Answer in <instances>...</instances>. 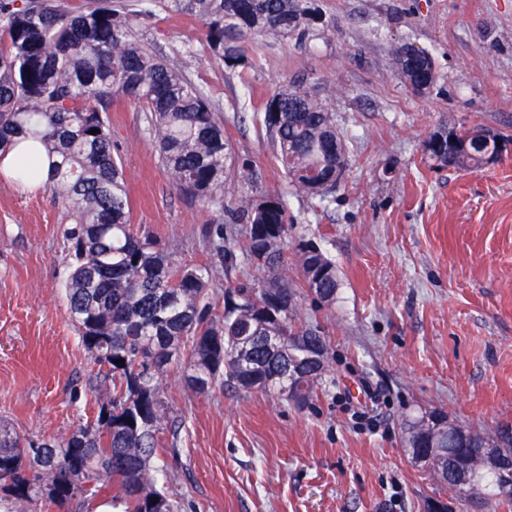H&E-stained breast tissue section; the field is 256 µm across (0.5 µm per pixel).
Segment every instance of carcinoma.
I'll use <instances>...</instances> for the list:
<instances>
[{"instance_id": "carcinoma-1", "label": "carcinoma", "mask_w": 512, "mask_h": 512, "mask_svg": "<svg viewBox=\"0 0 512 512\" xmlns=\"http://www.w3.org/2000/svg\"><path fill=\"white\" fill-rule=\"evenodd\" d=\"M213 57L231 68L248 57L241 40L253 33L307 39L325 33L310 0H194ZM124 99L146 113L158 159L183 194L218 204L224 217L209 225L207 247L217 263L238 256L267 272L228 284L222 302L210 286L216 263L183 264L155 236L136 233L122 163L112 143V103ZM263 121L278 148L289 186L318 202L337 183L329 174L347 165V145L334 113L299 84L289 83L267 100ZM479 130L463 124L448 142H426L428 157L442 165L477 171L488 161L465 151ZM23 135L32 162L20 174L33 177L41 154L52 160L48 185L65 207L63 229L69 272L68 309L93 363L105 368L112 395L96 418L66 437L40 442L0 424V497L9 512H42L46 504L96 512H182L160 486L159 434L164 419L163 381L171 366L187 386L207 395L224 386L249 389L239 360L256 371L260 390L288 399V342L320 331L297 322V289L283 279L284 246L291 219L282 199L260 190L259 172L242 165L251 195L224 204L232 145L206 95L166 61L147 50L130 18L111 0H87L77 9L61 0H0V147ZM245 226V241L224 235V223ZM299 271L313 295L331 302L339 287L336 268L315 248L298 249ZM432 452L443 462L429 471L451 489V458L470 449L448 441ZM485 499L512 504L501 473L479 464Z\"/></svg>"}]
</instances>
